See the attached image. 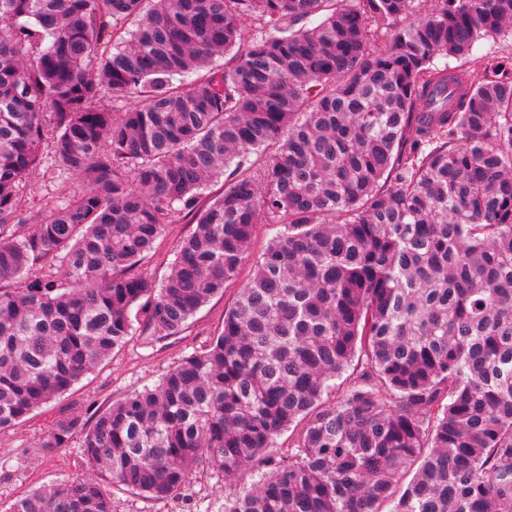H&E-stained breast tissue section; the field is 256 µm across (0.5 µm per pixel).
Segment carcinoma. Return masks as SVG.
<instances>
[{
    "label": "carcinoma",
    "instance_id": "carcinoma-1",
    "mask_svg": "<svg viewBox=\"0 0 512 512\" xmlns=\"http://www.w3.org/2000/svg\"><path fill=\"white\" fill-rule=\"evenodd\" d=\"M416 2L0 0V431L136 328L179 335L279 226L208 346L37 442L79 436L96 477L10 512L178 498L201 468L266 469L223 512H512V60L434 63L512 0L403 24ZM37 170L84 188L27 212ZM191 227L192 224H188L186 219L176 224H169L165 234L157 240L155 248L144 260L143 267L158 279L162 278L175 258V250L180 238L187 234Z\"/></svg>",
    "mask_w": 512,
    "mask_h": 512
}]
</instances>
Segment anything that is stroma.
I'll use <instances>...</instances> for the list:
<instances>
[{"mask_svg": "<svg viewBox=\"0 0 512 512\" xmlns=\"http://www.w3.org/2000/svg\"><path fill=\"white\" fill-rule=\"evenodd\" d=\"M83 186L75 175H31L23 189V203L32 210L49 211L60 201L71 198ZM191 229L187 221L168 225L143 266L156 277H163L175 258L176 246ZM238 283L229 284L223 295L213 298L191 318L179 336L156 339L135 334L123 346L77 384L71 393L57 398L37 411L26 422L0 431V512L31 490L64 479L90 478L94 472L83 461L78 449L60 448L41 457L32 451L38 439L48 434L59 419L84 416L87 407H104L126 395L153 385L184 356L205 347L224 326V312L234 301ZM258 480L250 470L225 477L218 469L193 474L183 496L154 500L121 487L110 489L112 512H218L229 486L249 487Z\"/></svg>", "mask_w": 512, "mask_h": 512, "instance_id": "stroma-1", "label": "stroma"}]
</instances>
